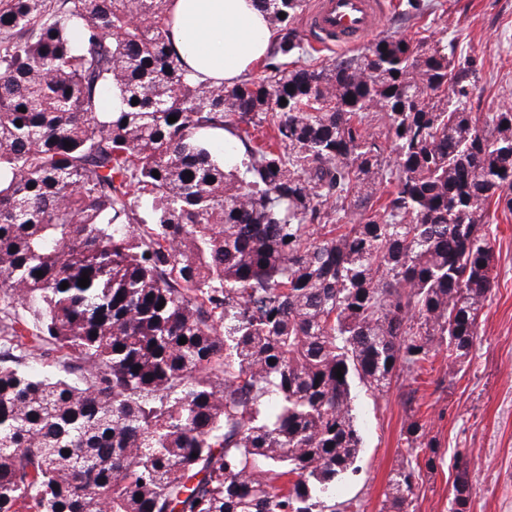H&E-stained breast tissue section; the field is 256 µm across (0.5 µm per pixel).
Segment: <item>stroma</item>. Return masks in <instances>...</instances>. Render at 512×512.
Wrapping results in <instances>:
<instances>
[{"label":"stroma","instance_id":"obj_1","mask_svg":"<svg viewBox=\"0 0 512 512\" xmlns=\"http://www.w3.org/2000/svg\"><path fill=\"white\" fill-rule=\"evenodd\" d=\"M409 14L407 0H387L382 33L424 37L447 44L459 38L479 68L475 111L491 116L512 104V0H420ZM494 286L478 324L470 355L456 366L435 357L420 376L394 377L386 395L354 388L356 424L363 436L359 472L337 501L359 512H381L384 492L411 420H421L429 454L407 512H448L455 452L471 458V512H512V213L492 216Z\"/></svg>","mask_w":512,"mask_h":512}]
</instances>
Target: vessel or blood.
<instances>
[{"mask_svg": "<svg viewBox=\"0 0 512 512\" xmlns=\"http://www.w3.org/2000/svg\"><path fill=\"white\" fill-rule=\"evenodd\" d=\"M384 0H315L306 34L319 46L351 47L384 23Z\"/></svg>", "mask_w": 512, "mask_h": 512, "instance_id": "vessel-or-blood-1", "label": "vessel or blood"}]
</instances>
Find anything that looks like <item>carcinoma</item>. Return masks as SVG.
I'll return each mask as SVG.
<instances>
[{"mask_svg": "<svg viewBox=\"0 0 512 512\" xmlns=\"http://www.w3.org/2000/svg\"><path fill=\"white\" fill-rule=\"evenodd\" d=\"M259 2L270 62L206 86L166 0H0V512H346L353 381L471 353L512 107L481 121L453 44L297 68L306 0Z\"/></svg>", "mask_w": 512, "mask_h": 512, "instance_id": "obj_1", "label": "carcinoma"}]
</instances>
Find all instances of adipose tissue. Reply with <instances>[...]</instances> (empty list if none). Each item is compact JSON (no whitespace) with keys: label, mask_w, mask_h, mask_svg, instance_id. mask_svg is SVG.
<instances>
[{"label":"adipose tissue","mask_w":512,"mask_h":512,"mask_svg":"<svg viewBox=\"0 0 512 512\" xmlns=\"http://www.w3.org/2000/svg\"><path fill=\"white\" fill-rule=\"evenodd\" d=\"M174 49L198 83L233 84L271 53L275 42L257 0H167Z\"/></svg>","instance_id":"1"}]
</instances>
